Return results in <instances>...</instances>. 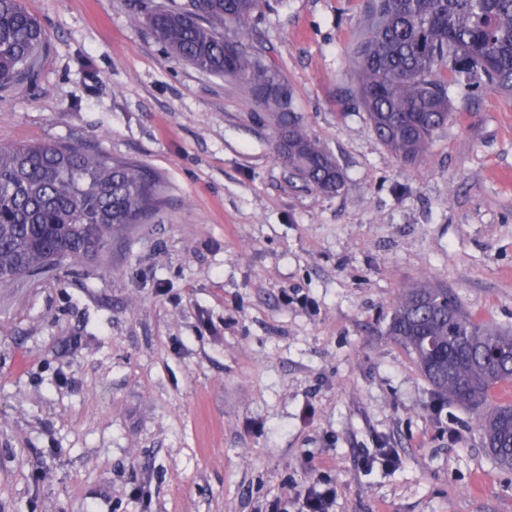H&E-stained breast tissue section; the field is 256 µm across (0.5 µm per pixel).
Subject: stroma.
Listing matches in <instances>:
<instances>
[{
	"label": "stroma",
	"mask_w": 512,
	"mask_h": 512,
	"mask_svg": "<svg viewBox=\"0 0 512 512\" xmlns=\"http://www.w3.org/2000/svg\"><path fill=\"white\" fill-rule=\"evenodd\" d=\"M147 0H23L47 49L0 90V146L74 141L157 173L164 205L88 259L0 288V512H512L474 413L388 332L432 277L512 328V94L455 89L400 164L353 99L368 0H269L255 48L344 173L306 186L277 120L176 58ZM394 449L399 462L362 459ZM319 479L308 486L304 496L302 512H331L330 507L336 498V487L322 490L316 488Z\"/></svg>",
	"instance_id": "35a3bbf8"
}]
</instances>
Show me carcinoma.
I'll list each match as a JSON object with an SVG mask.
<instances>
[{
	"label": "carcinoma",
	"mask_w": 512,
	"mask_h": 512,
	"mask_svg": "<svg viewBox=\"0 0 512 512\" xmlns=\"http://www.w3.org/2000/svg\"><path fill=\"white\" fill-rule=\"evenodd\" d=\"M265 0H193L159 8L150 27L194 67L238 80L279 113L277 155L314 189L344 183L334 158L306 132L292 94L251 46V19ZM46 44L21 0H0V90L37 72ZM354 96L384 146L405 164L425 156L450 116L455 85L512 91V0H374L356 48ZM161 179L75 142L0 147V288L52 263L101 250L114 230L146 224L160 210ZM390 332L447 403L476 413L486 452L512 468V403L494 402L512 382V334L468 312L452 289L423 282L402 289Z\"/></svg>",
	"instance_id": "1"
}]
</instances>
